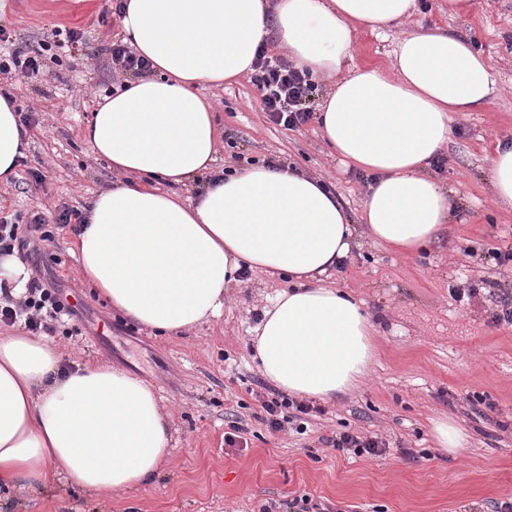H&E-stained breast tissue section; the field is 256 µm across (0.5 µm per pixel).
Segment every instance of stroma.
<instances>
[{"instance_id":"obj_1","label":"stroma","mask_w":512,"mask_h":512,"mask_svg":"<svg viewBox=\"0 0 512 512\" xmlns=\"http://www.w3.org/2000/svg\"><path fill=\"white\" fill-rule=\"evenodd\" d=\"M117 0H0V52L33 49L54 30L86 40L39 74L0 82L27 111L31 133L17 175L0 182V213L41 214L54 233L40 260L48 281L81 306L79 334H52L70 364L108 362L146 382L170 419L171 455L154 481L101 495L54 478L36 491L0 495V512H258L268 500L307 494L359 512H495L512 500V324L494 315L512 295V208L498 205L488 172L497 141L512 140V0H472L466 15L446 0H417L407 30L437 28L475 43L503 93L474 112L453 115V134L432 166L452 190L456 216L425 251L408 255L357 230L356 246L334 286L362 301L377 330L375 365L350 394L324 402L306 433L269 432L259 396L274 387L261 375L250 336L279 283L259 273L233 284L223 313L196 328L156 334L120 316L77 272L73 225L55 222L61 207L83 209L127 174L112 170L83 140L102 96L112 88L106 45L120 32ZM212 100L223 144L232 152L274 158L330 184L357 221L371 183L331 152L316 124L292 130L273 123L249 77L220 87L201 84ZM454 288L476 289L462 301ZM448 416L470 436L451 455L436 448L432 418ZM242 417L248 448H228L224 433ZM343 431L385 437L376 457H355L327 439ZM428 458H421V451Z\"/></svg>"}]
</instances>
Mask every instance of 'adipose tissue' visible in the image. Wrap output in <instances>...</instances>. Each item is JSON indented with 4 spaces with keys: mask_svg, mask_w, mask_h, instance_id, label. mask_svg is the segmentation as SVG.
Wrapping results in <instances>:
<instances>
[{
    "mask_svg": "<svg viewBox=\"0 0 512 512\" xmlns=\"http://www.w3.org/2000/svg\"><path fill=\"white\" fill-rule=\"evenodd\" d=\"M125 43L149 77L103 96L83 139L135 185L101 192L76 234L79 272L112 308L149 330L217 317L242 270L291 275L252 342L264 377L292 396L329 400L357 388L377 359L376 328L327 279L354 246L340 201L318 180L260 164L215 170L220 139L199 84L250 74L268 34L298 67L333 79L317 105L335 153L371 175L359 220L376 242L413 253L438 239L452 201L430 165L450 115L497 93L485 56L439 31L405 32L391 67L347 66L356 33L403 29L416 0H122ZM28 147L14 101L0 94V181ZM208 180L195 201L146 186ZM169 416L152 388L104 363L61 370L45 336H0V489L60 475L96 493L151 482L170 450Z\"/></svg>",
    "mask_w": 512,
    "mask_h": 512,
    "instance_id": "1",
    "label": "adipose tissue"
}]
</instances>
